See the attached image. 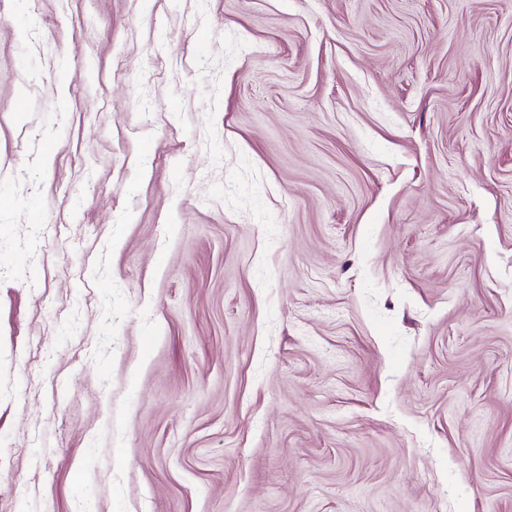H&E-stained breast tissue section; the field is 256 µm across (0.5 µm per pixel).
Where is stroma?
<instances>
[{"mask_svg": "<svg viewBox=\"0 0 512 512\" xmlns=\"http://www.w3.org/2000/svg\"><path fill=\"white\" fill-rule=\"evenodd\" d=\"M0 512H512V0H0Z\"/></svg>", "mask_w": 512, "mask_h": 512, "instance_id": "35a3bbf8", "label": "stroma"}]
</instances>
